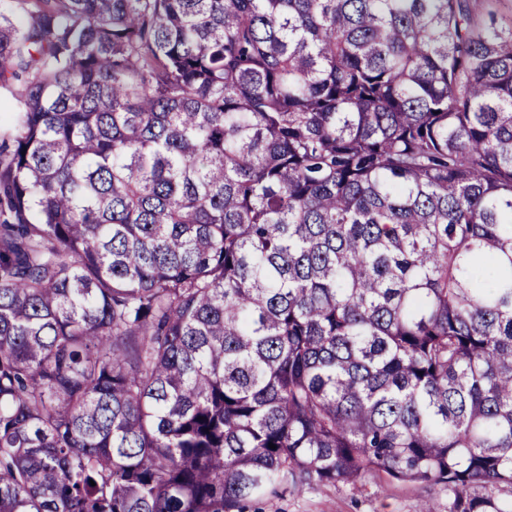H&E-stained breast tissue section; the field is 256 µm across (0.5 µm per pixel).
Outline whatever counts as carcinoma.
Returning a JSON list of instances; mask_svg holds the SVG:
<instances>
[{"mask_svg":"<svg viewBox=\"0 0 512 512\" xmlns=\"http://www.w3.org/2000/svg\"><path fill=\"white\" fill-rule=\"evenodd\" d=\"M14 2L0 512H243L376 472L512 512V23Z\"/></svg>","mask_w":512,"mask_h":512,"instance_id":"cac0c4a2","label":"carcinoma"}]
</instances>
